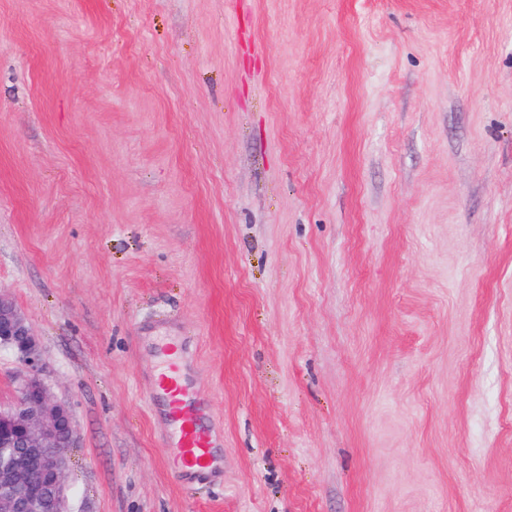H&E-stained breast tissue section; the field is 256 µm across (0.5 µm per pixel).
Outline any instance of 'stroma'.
I'll use <instances>...</instances> for the list:
<instances>
[{
  "label": "stroma",
  "mask_w": 512,
  "mask_h": 512,
  "mask_svg": "<svg viewBox=\"0 0 512 512\" xmlns=\"http://www.w3.org/2000/svg\"><path fill=\"white\" fill-rule=\"evenodd\" d=\"M0 290L71 512H512V0H0ZM160 354L154 399L163 407L160 414L167 428L166 446L174 455V474L183 484L220 479L215 451L219 444L208 425L213 417L211 405L189 381L174 336H165Z\"/></svg>",
  "instance_id": "stroma-1"
}]
</instances>
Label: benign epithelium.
Returning <instances> with one entry per match:
<instances>
[{
	"instance_id": "benign-epithelium-1",
	"label": "benign epithelium",
	"mask_w": 512,
	"mask_h": 512,
	"mask_svg": "<svg viewBox=\"0 0 512 512\" xmlns=\"http://www.w3.org/2000/svg\"><path fill=\"white\" fill-rule=\"evenodd\" d=\"M0 350L23 364L15 400L0 406V512H70L65 449L76 429L71 409L53 401L40 378L38 345L26 317L0 293Z\"/></svg>"
}]
</instances>
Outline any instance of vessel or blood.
<instances>
[{"mask_svg": "<svg viewBox=\"0 0 512 512\" xmlns=\"http://www.w3.org/2000/svg\"><path fill=\"white\" fill-rule=\"evenodd\" d=\"M161 368L154 398L161 404L167 428V447L173 451L174 474L183 484L221 478L217 465L218 443L211 435L212 408L188 379L174 337L160 344Z\"/></svg>", "mask_w": 512, "mask_h": 512, "instance_id": "b4317fda", "label": "vessel or blood"}]
</instances>
